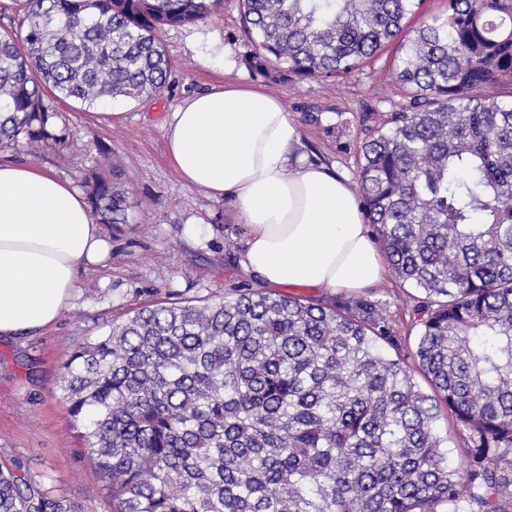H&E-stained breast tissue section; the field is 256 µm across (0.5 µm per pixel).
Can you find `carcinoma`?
Listing matches in <instances>:
<instances>
[{"instance_id":"1","label":"carcinoma","mask_w":512,"mask_h":512,"mask_svg":"<svg viewBox=\"0 0 512 512\" xmlns=\"http://www.w3.org/2000/svg\"><path fill=\"white\" fill-rule=\"evenodd\" d=\"M0 141L64 143L42 88L87 107L168 86L167 27L223 0H10ZM239 0L255 52L322 81L396 44L406 103L363 118L357 185L415 350L368 296L241 292L144 307L75 351L60 389L112 512H506L512 499V0ZM510 91L500 93L498 89ZM125 220L121 186L86 181ZM419 371L427 388L414 380ZM465 431L448 463L437 422ZM0 512H76L0 466Z\"/></svg>"}]
</instances>
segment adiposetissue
Instances as JSON below:
<instances>
[{
    "label": "adipose tissue",
    "instance_id": "obj_1",
    "mask_svg": "<svg viewBox=\"0 0 512 512\" xmlns=\"http://www.w3.org/2000/svg\"><path fill=\"white\" fill-rule=\"evenodd\" d=\"M165 139L185 185L229 201L246 225L242 263L266 287L355 293L384 279V254L349 179L296 154L299 128L281 99L212 87L172 112ZM109 251L79 190L0 163V336L57 322L81 269Z\"/></svg>",
    "mask_w": 512,
    "mask_h": 512
}]
</instances>
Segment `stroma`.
I'll return each mask as SVG.
<instances>
[{
  "label": "stroma",
  "instance_id": "obj_1",
  "mask_svg": "<svg viewBox=\"0 0 512 512\" xmlns=\"http://www.w3.org/2000/svg\"><path fill=\"white\" fill-rule=\"evenodd\" d=\"M171 62L168 88L141 101H115L105 113L72 100L56 102L52 119L64 144L32 156L25 143L0 144L1 162H19L83 189L86 176L120 182L129 208L103 232L108 259L88 267L69 308L33 334L0 339V464L31 483L71 499L78 512H112L104 484L76 453L80 442L60 389L62 366L84 344L138 309L167 302L211 303L260 286L241 265L245 228L229 203L186 187L168 160L164 127L195 93L225 81L258 86L279 97L301 133V152L348 177L357 172L356 136L365 113L401 104L403 92L386 58L343 79L301 80L277 70L262 75L246 60L254 51L238 0L205 21L161 35ZM222 46L230 70L205 64ZM386 306L401 335L417 337L411 321L416 290L388 276L369 290Z\"/></svg>",
  "mask_w": 512,
  "mask_h": 512
}]
</instances>
